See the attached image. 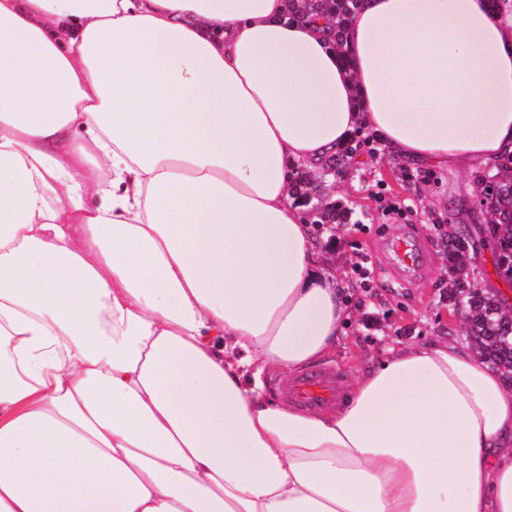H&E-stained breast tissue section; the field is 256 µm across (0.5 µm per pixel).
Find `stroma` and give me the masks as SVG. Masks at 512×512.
<instances>
[{
    "instance_id": "1",
    "label": "stroma",
    "mask_w": 512,
    "mask_h": 512,
    "mask_svg": "<svg viewBox=\"0 0 512 512\" xmlns=\"http://www.w3.org/2000/svg\"><path fill=\"white\" fill-rule=\"evenodd\" d=\"M478 177L475 170L442 177L413 170L380 151L347 165L344 176L326 178L325 194L353 210L348 223L317 234L326 266L351 295L345 334L325 360L341 367L343 385H350L366 365L380 361L388 348L437 337L463 340L461 316L448 300V265L436 226L447 219L460 223L464 210L471 229L487 222L475 197L460 194L463 184L477 183ZM403 223L412 225L427 256L424 271L408 281L393 274L384 256L389 235ZM359 261L365 274L352 270Z\"/></svg>"
}]
</instances>
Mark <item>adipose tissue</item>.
Here are the masks:
<instances>
[{"label":"adipose tissue","mask_w":512,"mask_h":512,"mask_svg":"<svg viewBox=\"0 0 512 512\" xmlns=\"http://www.w3.org/2000/svg\"><path fill=\"white\" fill-rule=\"evenodd\" d=\"M412 168L512 153V9L0 0V512H512V388L389 349L333 410L266 375L348 313L292 194L356 129ZM363 0H294L295 12L300 16L321 15L334 21V42L338 43L339 28L359 9Z\"/></svg>","instance_id":"ef3b65f1"}]
</instances>
